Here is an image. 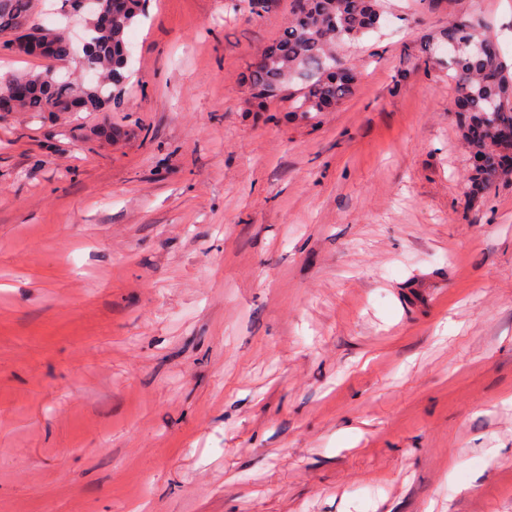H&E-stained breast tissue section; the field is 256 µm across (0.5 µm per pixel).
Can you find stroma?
<instances>
[{
	"label": "stroma",
	"mask_w": 512,
	"mask_h": 512,
	"mask_svg": "<svg viewBox=\"0 0 512 512\" xmlns=\"http://www.w3.org/2000/svg\"><path fill=\"white\" fill-rule=\"evenodd\" d=\"M290 12L150 0L119 108L0 112V512H512V179L421 54L512 0H387L310 118L243 81Z\"/></svg>",
	"instance_id": "obj_1"
}]
</instances>
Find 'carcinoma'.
Masks as SVG:
<instances>
[{"mask_svg": "<svg viewBox=\"0 0 512 512\" xmlns=\"http://www.w3.org/2000/svg\"><path fill=\"white\" fill-rule=\"evenodd\" d=\"M146 2L102 0L111 22L101 24L96 13L85 18L91 52L82 60L95 73L94 81L77 85L47 71L13 75L0 80V112H101L120 104L126 94V37L145 15ZM38 7L39 0H0V33L10 35L3 48L14 50L17 41L34 32L41 43L59 47V59L71 62L77 50L66 29L36 22ZM383 13L384 0H293L287 28L250 67L254 98L261 103L286 98L291 111L304 117L330 111L352 94L356 82V76L345 75L349 67L340 46L377 29ZM436 42L454 51L451 79L464 112L460 136L474 168L465 194L474 196L512 176V167L502 165L504 154L512 151V65L478 18L450 20L426 42L422 54L429 67L440 61ZM14 84L25 88L23 98L14 96Z\"/></svg>", "mask_w": 512, "mask_h": 512, "instance_id": "obj_1", "label": "carcinoma"}]
</instances>
